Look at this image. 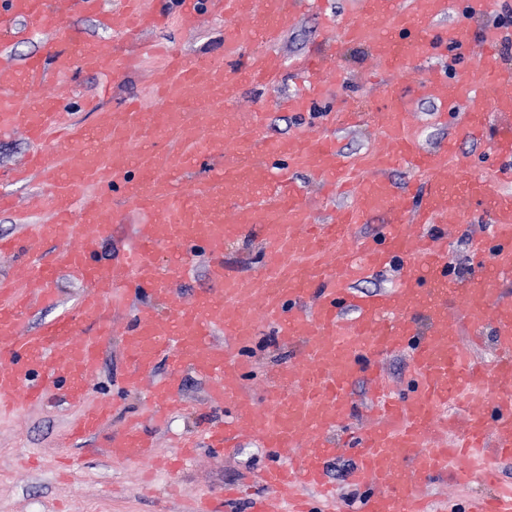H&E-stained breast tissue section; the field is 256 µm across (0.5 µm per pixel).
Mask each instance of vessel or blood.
I'll return each mask as SVG.
<instances>
[{
	"label": "vessel or blood",
	"mask_w": 512,
	"mask_h": 512,
	"mask_svg": "<svg viewBox=\"0 0 512 512\" xmlns=\"http://www.w3.org/2000/svg\"><path fill=\"white\" fill-rule=\"evenodd\" d=\"M179 3L173 15L151 0H123L116 12L102 0H0V33L24 21L62 41L65 17L86 12L115 34L55 51L49 62L17 65L0 49V132L22 133L35 146L27 169L10 179L37 176L43 191L28 210L49 211L45 223L28 225L25 234L0 237V252L59 244L47 265L21 262L0 277V412L54 392L67 404H83L117 310L127 318L123 380L147 390L151 419L169 413L175 377L190 369L211 382V402L234 406L233 420L210 431L209 448L235 447L246 431L267 450L272 461L260 479L268 495L253 502L252 512H340L327 479L328 435L362 410L370 427L344 442L354 455L349 478L367 490L360 512H430L426 490L447 475L459 486L495 483L498 462L512 457V299L496 287L512 280V75L498 64L504 32L475 23L501 0H357L351 16L330 22L337 48L367 46L386 74L379 88L388 107L374 115L386 145L367 156L361 178L349 177L352 163L334 133L264 137L263 113L231 109L242 84L280 82L289 67L278 50L284 23L304 13L309 0ZM207 16L227 24L223 56L192 59L162 48L164 61L150 74L152 111L133 101L102 111L88 100L85 108L99 114L93 131L62 123L61 103L46 92L55 76L131 69L147 47L122 53L115 39L172 24L191 29ZM414 60L426 64L421 88L441 106L437 121L452 123L448 137L430 147L417 138L400 93ZM289 68L301 89L283 104L307 111L333 70L320 57ZM462 138L489 141L492 164L477 170L461 163ZM203 161L215 162L212 175L183 188L188 168ZM400 166L415 174L413 184L389 179ZM298 172L317 181L326 200L341 197L344 205L318 221L301 199ZM119 194L145 221L121 253L102 262L97 248L112 237ZM482 203L493 214L492 230L471 236L477 265L459 281L448 239ZM381 213L387 220L379 232L348 234V226ZM244 235L262 245L255 274L224 264L225 245ZM185 245L205 257L209 282L187 301L173 288L185 275L182 266L157 261L159 249ZM395 265L404 269L398 285L358 290L359 282ZM60 273L81 284L77 309L82 320L96 323L95 334L73 336L66 316L23 325L29 309L58 306L50 282ZM134 291L165 297L171 316L131 307ZM417 313L425 314L427 330L414 324ZM263 326L297 354L268 375L259 407L242 381L245 351ZM486 326L499 350L491 363L476 351ZM394 353L411 360L403 390L392 388L383 370ZM161 358L172 376L157 381ZM359 374L372 383L364 409L351 389ZM112 406L102 400L85 407L69 441L104 428ZM108 455L169 464L135 424ZM466 512H512V488L471 500Z\"/></svg>",
	"instance_id": "vessel-or-blood-1"
}]
</instances>
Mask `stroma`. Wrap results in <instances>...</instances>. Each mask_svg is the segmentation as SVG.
Masks as SVG:
<instances>
[{
	"instance_id": "35a3bbf8",
	"label": "stroma",
	"mask_w": 512,
	"mask_h": 512,
	"mask_svg": "<svg viewBox=\"0 0 512 512\" xmlns=\"http://www.w3.org/2000/svg\"><path fill=\"white\" fill-rule=\"evenodd\" d=\"M353 8V0H324L313 11L288 20L279 45L281 54L290 61L307 54L332 53L334 47L325 19L344 18ZM142 39L175 42L195 58L216 56L224 51V23L205 21L192 31H149ZM151 65L146 58L137 69L117 74L111 94L105 97L98 94L97 75L85 72L55 81L50 90L62 101L71 103L74 121L92 126L97 115L84 110V100L95 97L100 105L112 109L126 99L144 97ZM336 67L343 78L329 82L319 114L302 115L280 109L283 95L300 88L289 70L284 71L281 82L275 86L264 90L244 87L237 107L245 113H265L264 133L273 138L290 137L311 124L317 130H326L327 115L331 112L357 110L370 115L383 108L381 97L368 91L379 68L366 46L348 47L338 56ZM401 93L417 125L420 141L430 146L444 139L447 129L430 122L437 105L421 94L417 82L403 85ZM122 328V322L113 324L108 350L88 392L92 403L103 397L113 400L115 413L87 445L71 446L66 442V431L81 410L60 401L48 400L0 416V512H193L199 498L221 499L228 483L243 486L246 497L224 505L222 512H248L249 498L264 493L255 476L268 460L266 451L250 436L243 437L238 448L228 452L215 453L203 447L205 428L228 420L234 408L229 403L219 407L210 404L208 382L190 370L178 377L179 398L166 420L157 423L144 418V394L124 389L122 384ZM295 353V348L258 336L250 348L253 372L244 384L246 393L254 401H261L266 374L288 365ZM137 419L160 454L173 456L181 442L199 441L201 448L195 460L171 474L150 473L145 462L111 460L106 450L112 439L121 436L125 425Z\"/></svg>"
}]
</instances>
